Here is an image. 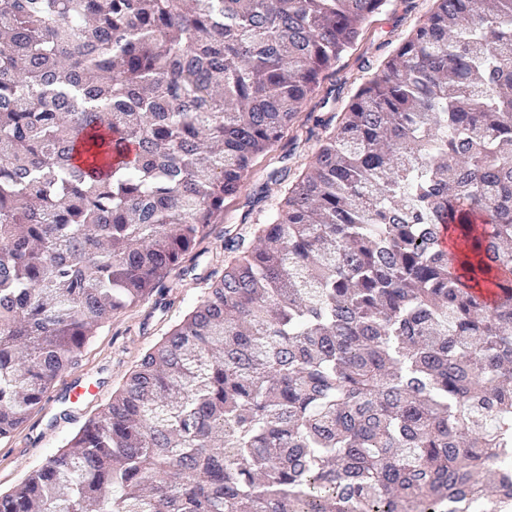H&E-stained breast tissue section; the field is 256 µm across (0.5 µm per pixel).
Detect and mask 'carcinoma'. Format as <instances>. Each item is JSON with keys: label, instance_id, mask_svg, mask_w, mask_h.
Masks as SVG:
<instances>
[{"label": "carcinoma", "instance_id": "cac0c4a2", "mask_svg": "<svg viewBox=\"0 0 512 512\" xmlns=\"http://www.w3.org/2000/svg\"><path fill=\"white\" fill-rule=\"evenodd\" d=\"M390 2L0 0V440ZM315 126L0 512H512V0H432Z\"/></svg>", "mask_w": 512, "mask_h": 512}]
</instances>
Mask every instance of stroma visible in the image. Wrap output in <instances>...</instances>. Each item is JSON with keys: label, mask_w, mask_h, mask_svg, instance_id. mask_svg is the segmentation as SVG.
I'll return each instance as SVG.
<instances>
[{"label": "stroma", "mask_w": 512, "mask_h": 512, "mask_svg": "<svg viewBox=\"0 0 512 512\" xmlns=\"http://www.w3.org/2000/svg\"><path fill=\"white\" fill-rule=\"evenodd\" d=\"M430 0H392L376 16L355 48L344 54L329 70L323 88H335L340 101L351 94L352 78L365 77L362 61L380 63L401 39L425 18ZM268 158L258 159L248 188L224 209V222L197 245L191 274L171 271L167 288L141 301L137 306L113 314L86 345L81 366L63 373L51 390V409L37 408L11 435L0 441V489H6L35 470L44 459L60 448L89 416L100 412L113 391L136 366L142 355L178 323L187 310L205 294L210 274L223 270L226 258L222 235L232 230L251 236L255 225L263 223L265 212L279 201L277 187H270L265 202L253 201V191L265 184L270 172ZM79 380L99 387L98 396L82 405L65 401L67 382Z\"/></svg>", "instance_id": "1"}]
</instances>
